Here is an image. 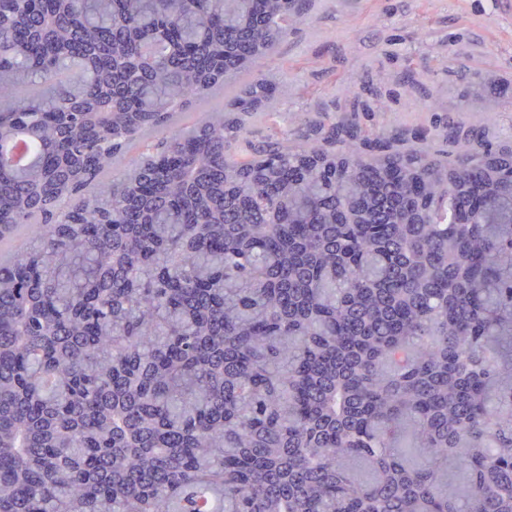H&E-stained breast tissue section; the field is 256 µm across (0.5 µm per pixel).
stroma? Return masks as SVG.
Instances as JSON below:
<instances>
[{"mask_svg": "<svg viewBox=\"0 0 512 512\" xmlns=\"http://www.w3.org/2000/svg\"><path fill=\"white\" fill-rule=\"evenodd\" d=\"M301 19L262 62L284 73L276 118L254 116V142L296 145L321 125L353 124L426 148L457 165V128L497 126L493 152L512 150V9L502 0H300Z\"/></svg>", "mask_w": 512, "mask_h": 512, "instance_id": "obj_1", "label": "stroma"}]
</instances>
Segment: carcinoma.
I'll use <instances>...</instances> for the list:
<instances>
[{
  "label": "carcinoma",
  "instance_id": "cac0c4a2",
  "mask_svg": "<svg viewBox=\"0 0 512 512\" xmlns=\"http://www.w3.org/2000/svg\"><path fill=\"white\" fill-rule=\"evenodd\" d=\"M297 0H0V512H512V151L245 138ZM250 78V75H241L235 81H232L223 88L216 90L208 98L193 103L192 105L184 108L182 112H177L173 118L172 124L158 133L154 132L151 139H154L155 137L162 138L163 136H167L168 131L172 128L188 126L198 121L202 117L204 111L222 106L224 104V99L230 98L238 88L245 82L249 81ZM27 137L24 133H18L12 140L1 143L0 154L2 159L11 165L23 166L28 160V151L25 141Z\"/></svg>",
  "mask_w": 512,
  "mask_h": 512
}]
</instances>
